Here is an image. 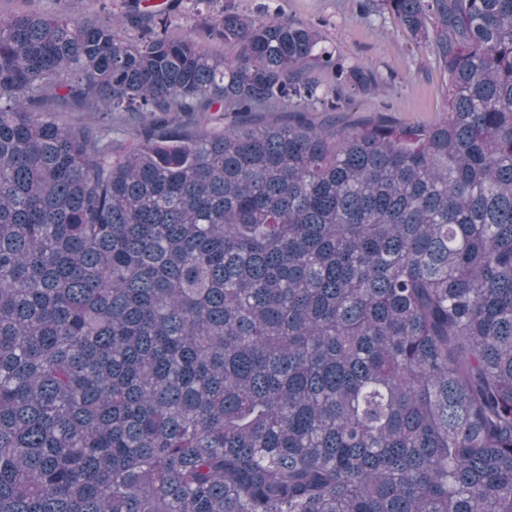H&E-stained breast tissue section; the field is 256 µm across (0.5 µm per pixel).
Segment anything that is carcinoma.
<instances>
[{
  "label": "carcinoma",
  "instance_id": "obj_1",
  "mask_svg": "<svg viewBox=\"0 0 512 512\" xmlns=\"http://www.w3.org/2000/svg\"><path fill=\"white\" fill-rule=\"evenodd\" d=\"M378 2L435 124L316 126L376 77L282 15L0 17V512H512V0ZM158 11L152 8H146L141 3V13L131 15L124 20L123 31L129 37L138 38L147 35L155 25Z\"/></svg>",
  "mask_w": 512,
  "mask_h": 512
}]
</instances>
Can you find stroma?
<instances>
[{"mask_svg": "<svg viewBox=\"0 0 512 512\" xmlns=\"http://www.w3.org/2000/svg\"><path fill=\"white\" fill-rule=\"evenodd\" d=\"M221 6L252 15L281 13L322 36V44L349 61L372 69L381 92L355 93L341 114L311 113L312 121L354 125L380 118L407 125L433 124L445 117L446 90L429 44L414 39L379 9L376 0H220ZM124 0H0V16L17 12L92 17L123 10Z\"/></svg>", "mask_w": 512, "mask_h": 512, "instance_id": "1", "label": "stroma"}]
</instances>
